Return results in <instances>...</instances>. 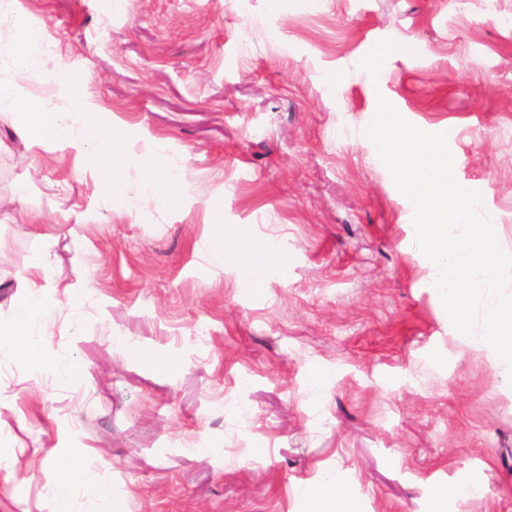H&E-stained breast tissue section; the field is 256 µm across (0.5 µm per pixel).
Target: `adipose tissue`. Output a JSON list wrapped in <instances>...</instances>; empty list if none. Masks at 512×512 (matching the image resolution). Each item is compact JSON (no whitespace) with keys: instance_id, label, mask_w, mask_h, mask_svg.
Instances as JSON below:
<instances>
[{"instance_id":"ef3b65f1","label":"adipose tissue","mask_w":512,"mask_h":512,"mask_svg":"<svg viewBox=\"0 0 512 512\" xmlns=\"http://www.w3.org/2000/svg\"><path fill=\"white\" fill-rule=\"evenodd\" d=\"M15 107L21 112V123L30 140L42 144L52 142L75 146L77 150L91 152L95 159H111L112 135L105 127L88 124L83 140H73L66 114L53 111L47 101L33 97L22 85L9 91ZM224 262L236 273L238 283L244 290L261 287L268 269L283 268L288 264L286 252L255 249L247 238H239L236 248L224 255Z\"/></svg>"}]
</instances>
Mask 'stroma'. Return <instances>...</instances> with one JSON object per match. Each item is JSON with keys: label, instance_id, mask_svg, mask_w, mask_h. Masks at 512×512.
Returning <instances> with one entry per match:
<instances>
[{"label": "stroma", "instance_id": "1", "mask_svg": "<svg viewBox=\"0 0 512 512\" xmlns=\"http://www.w3.org/2000/svg\"><path fill=\"white\" fill-rule=\"evenodd\" d=\"M56 51L17 68L21 27ZM82 86L120 153L36 145L0 108V512H512V381L456 331L365 129L446 133L512 255V0H0V85ZM183 198L159 205L154 154ZM113 181L125 195L113 210ZM288 266L245 291L209 207ZM42 269H32L36 254ZM78 363L75 372L39 353ZM251 417L239 424L240 410ZM96 456L86 460V448ZM38 297L33 294L31 299L23 302L16 310L12 326L0 330V351L12 350L17 347V336L27 335L30 320L39 312ZM339 482L336 474H329L323 483L307 496L308 512H350L340 501L336 502L335 488Z\"/></svg>", "mask_w": 512, "mask_h": 512}]
</instances>
